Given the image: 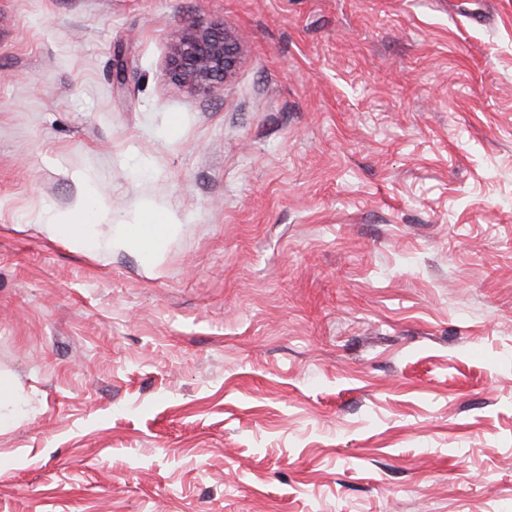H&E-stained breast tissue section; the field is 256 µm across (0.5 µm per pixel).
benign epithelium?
<instances>
[{"mask_svg":"<svg viewBox=\"0 0 512 512\" xmlns=\"http://www.w3.org/2000/svg\"><path fill=\"white\" fill-rule=\"evenodd\" d=\"M239 34L222 24L184 25L169 46L166 75L192 93L224 88L238 64Z\"/></svg>","mask_w":512,"mask_h":512,"instance_id":"7a95c632","label":"benign epithelium"}]
</instances>
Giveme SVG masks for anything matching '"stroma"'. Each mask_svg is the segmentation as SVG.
Listing matches in <instances>:
<instances>
[{
	"mask_svg": "<svg viewBox=\"0 0 512 512\" xmlns=\"http://www.w3.org/2000/svg\"><path fill=\"white\" fill-rule=\"evenodd\" d=\"M0 377V512H512V0H0ZM240 50L239 34L224 24L187 23L169 46L166 75L192 93L223 89L234 74ZM93 210L87 208L81 211V218L72 224H49L46 230L51 235L67 234L74 245L79 249H96L98 242L95 239L94 225L91 224ZM170 233V225L159 216H148L140 224H128L112 245L136 242L148 258H154Z\"/></svg>",
	"mask_w": 512,
	"mask_h": 512,
	"instance_id": "35a3bbf8",
	"label": "stroma"
}]
</instances>
